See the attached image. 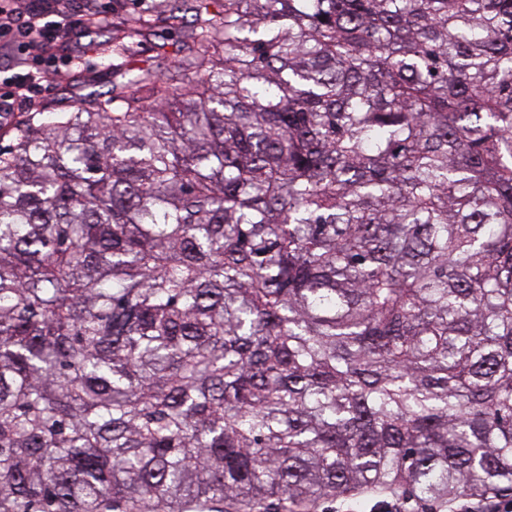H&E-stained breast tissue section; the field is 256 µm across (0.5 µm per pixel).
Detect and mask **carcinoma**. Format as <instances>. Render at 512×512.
<instances>
[{
  "label": "carcinoma",
  "instance_id": "carcinoma-1",
  "mask_svg": "<svg viewBox=\"0 0 512 512\" xmlns=\"http://www.w3.org/2000/svg\"><path fill=\"white\" fill-rule=\"evenodd\" d=\"M159 24L0 147V512L512 490V0ZM177 41L166 28L156 27L140 42L128 64L133 67H152L159 76V86H162L167 70L173 66L177 57Z\"/></svg>",
  "mask_w": 512,
  "mask_h": 512
}]
</instances>
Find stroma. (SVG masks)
Returning a JSON list of instances; mask_svg holds the SVG:
<instances>
[{"label":"stroma","instance_id":"1","mask_svg":"<svg viewBox=\"0 0 512 512\" xmlns=\"http://www.w3.org/2000/svg\"><path fill=\"white\" fill-rule=\"evenodd\" d=\"M64 45V50L59 52L37 50L24 55L0 46V95L8 93L10 76L34 68L49 73L50 79L22 109L56 112L72 97L107 91L112 85L113 68L124 63L150 67L158 76H165L176 60L178 49L176 38L163 27L149 32L129 59L116 54L105 33L96 28L71 29Z\"/></svg>","mask_w":512,"mask_h":512}]
</instances>
